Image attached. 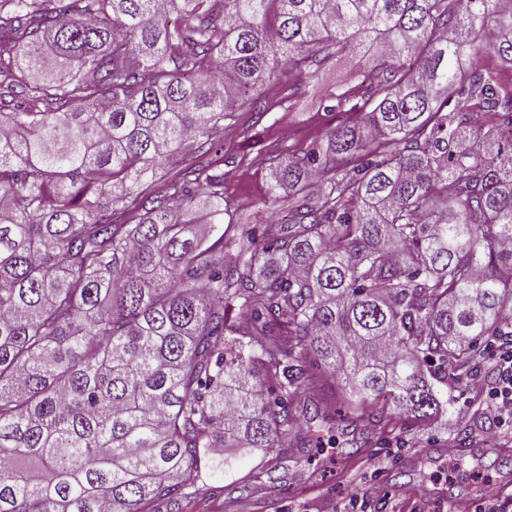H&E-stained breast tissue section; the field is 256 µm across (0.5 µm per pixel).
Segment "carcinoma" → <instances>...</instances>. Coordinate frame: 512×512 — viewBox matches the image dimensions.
Instances as JSON below:
<instances>
[{
    "label": "carcinoma",
    "mask_w": 512,
    "mask_h": 512,
    "mask_svg": "<svg viewBox=\"0 0 512 512\" xmlns=\"http://www.w3.org/2000/svg\"><path fill=\"white\" fill-rule=\"evenodd\" d=\"M507 0H0V512H188L324 374L372 420L512 336ZM369 70L270 154L245 224L217 135L331 56ZM188 224H211L207 242Z\"/></svg>",
    "instance_id": "cac0c4a2"
}]
</instances>
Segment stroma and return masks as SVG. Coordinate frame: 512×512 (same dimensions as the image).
<instances>
[{
	"instance_id": "obj_1",
	"label": "stroma",
	"mask_w": 512,
	"mask_h": 512,
	"mask_svg": "<svg viewBox=\"0 0 512 512\" xmlns=\"http://www.w3.org/2000/svg\"><path fill=\"white\" fill-rule=\"evenodd\" d=\"M362 70L352 58L332 59L317 84L299 98L286 100L270 88L262 114L242 112L238 123L225 129L224 194L241 207L249 223L261 224L268 217L265 156L324 141L344 119L327 111L330 94L355 89ZM466 386L463 378L449 381L454 405L447 419L436 424L399 418L380 428L365 418L347 421L346 406L336 404L320 443L310 442L302 426L270 455L239 456L234 474L195 484L192 512H338L356 495L393 499L407 512H444L445 503L434 500L432 490L448 487L453 494L477 497L472 471L496 474L497 458L512 455V433L499 431L486 412L463 403ZM452 447L460 451L453 471L448 468ZM383 457L388 464L380 477H373Z\"/></svg>"
}]
</instances>
